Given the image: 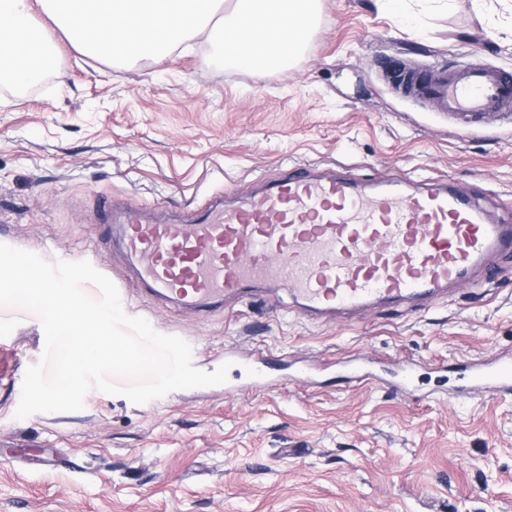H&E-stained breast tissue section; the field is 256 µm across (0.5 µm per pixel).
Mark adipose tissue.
<instances>
[{
    "instance_id": "1",
    "label": "adipose tissue",
    "mask_w": 512,
    "mask_h": 512,
    "mask_svg": "<svg viewBox=\"0 0 512 512\" xmlns=\"http://www.w3.org/2000/svg\"><path fill=\"white\" fill-rule=\"evenodd\" d=\"M315 0H0V62L18 82L37 78L36 55L56 51L42 11L78 46L107 58H144L201 37L225 61L276 66L298 55Z\"/></svg>"
}]
</instances>
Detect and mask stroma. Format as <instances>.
I'll use <instances>...</instances> for the list:
<instances>
[{
    "label": "stroma",
    "instance_id": "stroma-1",
    "mask_svg": "<svg viewBox=\"0 0 512 512\" xmlns=\"http://www.w3.org/2000/svg\"><path fill=\"white\" fill-rule=\"evenodd\" d=\"M59 47L33 95L0 90V244L47 261H89L117 286L126 314L176 335L213 371L227 347L334 362L351 353L382 375L417 361L415 393L293 377L248 392H170L143 405L90 390L82 410H16L43 355L39 318L0 308V512H512V399L459 397L463 364L512 347V257L482 298L416 312L327 320L278 289L206 314L144 293L100 230L104 200L153 215L204 198L244 200L256 178L339 160L359 186L405 175V190L444 175L493 223L512 220V113L462 134L452 118L400 94L390 59H468L512 69V0H319L295 60L224 64L190 40L166 58L110 60ZM435 362L446 371L432 370Z\"/></svg>",
    "mask_w": 512,
    "mask_h": 512
}]
</instances>
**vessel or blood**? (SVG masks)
Returning <instances> with one entry per match:
<instances>
[{"label":"vessel or blood","instance_id":"vessel-or-blood-1","mask_svg":"<svg viewBox=\"0 0 512 512\" xmlns=\"http://www.w3.org/2000/svg\"><path fill=\"white\" fill-rule=\"evenodd\" d=\"M397 89L460 118L512 112V70L468 62L394 68ZM101 219L134 263L141 288L193 311L286 287L306 314L333 316L405 305L428 307L454 285L493 284L491 257L512 253V224L485 223L455 186L425 191L358 188L346 178L289 167L246 205L208 202L191 222L160 223L127 211L115 224L111 202ZM228 362H275L256 349L224 351ZM469 399L512 398V348L468 359ZM350 384L375 379L360 358L343 368Z\"/></svg>","mask_w":512,"mask_h":512}]
</instances>
